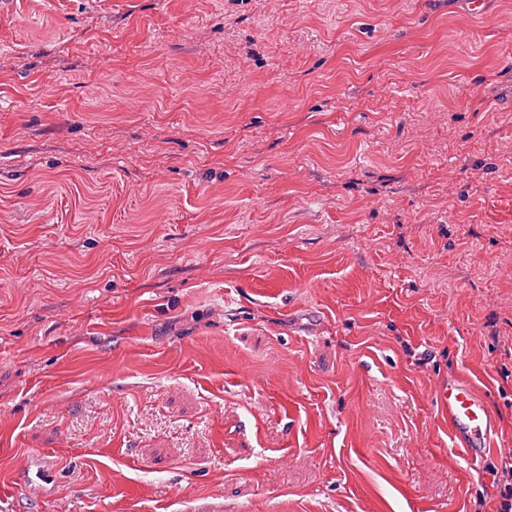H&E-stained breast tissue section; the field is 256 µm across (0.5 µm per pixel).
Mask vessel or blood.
Here are the masks:
<instances>
[{
  "label": "vessel or blood",
  "instance_id": "obj_1",
  "mask_svg": "<svg viewBox=\"0 0 512 512\" xmlns=\"http://www.w3.org/2000/svg\"><path fill=\"white\" fill-rule=\"evenodd\" d=\"M436 399L447 416L455 448L469 461H478L493 450L497 427L481 390L471 382L454 379L439 386Z\"/></svg>",
  "mask_w": 512,
  "mask_h": 512
}]
</instances>
